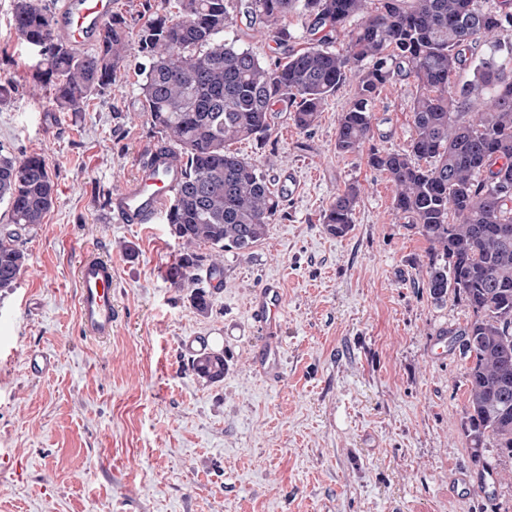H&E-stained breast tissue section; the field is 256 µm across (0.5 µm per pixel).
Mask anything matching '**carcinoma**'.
I'll list each match as a JSON object with an SVG mask.
<instances>
[{"label":"carcinoma","mask_w":512,"mask_h":512,"mask_svg":"<svg viewBox=\"0 0 512 512\" xmlns=\"http://www.w3.org/2000/svg\"><path fill=\"white\" fill-rule=\"evenodd\" d=\"M238 6L267 28L284 56L263 61L224 42L227 0H177L175 13L148 3L138 32L141 110L186 169L169 214L179 252L167 279L191 289L199 315L211 312L198 271L221 277L224 252L251 249L281 216V200L262 172L274 159L248 161L229 143L266 138L276 102L293 105L291 120L307 132L336 88L353 83L354 99L336 125V153L369 147L368 164L393 186V210L428 245L430 296L442 301L451 290L472 310L473 318L452 334L470 359L465 436L475 462L489 446L512 461V194L500 193L512 189V74L505 75L512 43L492 45L475 65L469 57L482 38L512 26V0L486 9L479 0H239ZM294 13L322 33L299 49L288 30ZM355 16L362 22L349 31ZM13 24L36 48L35 81L53 88L60 112H78L112 86L127 57V25L119 17L89 54L55 39L52 14L36 0H15ZM344 31L345 45L331 49ZM470 64L472 79L457 84V71ZM396 77L416 85L414 134L408 148L384 151L372 144L373 103ZM361 193L354 183L336 193L322 216L329 234L351 230ZM53 194L41 155L0 152V202L11 213V223L0 226V293L24 272L29 255L22 236L44 222ZM191 366L199 378L219 382L224 351L204 348Z\"/></svg>","instance_id":"cac0c4a2"}]
</instances>
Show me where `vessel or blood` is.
<instances>
[{
	"label": "vessel or blood",
	"instance_id": "obj_1",
	"mask_svg": "<svg viewBox=\"0 0 512 512\" xmlns=\"http://www.w3.org/2000/svg\"><path fill=\"white\" fill-rule=\"evenodd\" d=\"M115 13L114 0H61L53 17V34L69 47L87 50L98 44ZM185 178L180 156L172 150H149L140 159L132 182L112 195L110 210L118 224H153L165 212ZM79 323L84 333L108 336L112 333V265L92 258L78 269ZM283 294L278 282H269L250 299V313L256 327L271 336L254 358L255 370L277 378L282 369L281 351L273 337L281 328Z\"/></svg>",
	"mask_w": 512,
	"mask_h": 512
}]
</instances>
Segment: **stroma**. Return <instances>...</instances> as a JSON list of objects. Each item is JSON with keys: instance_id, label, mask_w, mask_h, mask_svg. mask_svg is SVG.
<instances>
[{"instance_id": "1", "label": "stroma", "mask_w": 512, "mask_h": 512, "mask_svg": "<svg viewBox=\"0 0 512 512\" xmlns=\"http://www.w3.org/2000/svg\"><path fill=\"white\" fill-rule=\"evenodd\" d=\"M14 0H0V151L44 157L55 200L23 238L29 267L0 296V512H512V461L494 448L474 462L463 428L468 359L438 336L462 328L457 296L422 283L427 245L392 209V187L365 153L337 154L346 83L309 132L288 105L271 135L230 149L274 155L267 180L296 170L303 192L264 240L224 254L213 310L200 316L166 277L178 251L166 224H118L107 208L155 143L141 110V59L81 111L55 112L34 84L38 60L16 34ZM226 41L266 60L282 50L234 0ZM414 83L382 88L376 146L407 147ZM364 186L351 231L329 235L320 216L338 189ZM111 260L112 337L79 329L78 265ZM278 281L282 372L253 368L266 338L249 302ZM224 352L223 381L200 379L195 351ZM53 366L33 375L30 353ZM493 476L486 490H450L456 472Z\"/></svg>"}]
</instances>
